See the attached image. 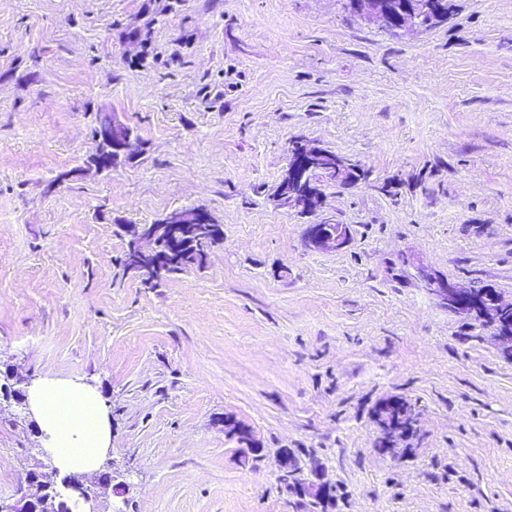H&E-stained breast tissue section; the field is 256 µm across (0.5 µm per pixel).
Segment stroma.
<instances>
[{
	"instance_id": "1",
	"label": "stroma",
	"mask_w": 512,
	"mask_h": 512,
	"mask_svg": "<svg viewBox=\"0 0 512 512\" xmlns=\"http://www.w3.org/2000/svg\"><path fill=\"white\" fill-rule=\"evenodd\" d=\"M104 112L147 152L99 173ZM296 140L368 180L301 213ZM191 208L224 228L206 266L123 276L118 225ZM325 221L347 248L306 247ZM421 265L512 301V0L396 36L343 0H0V370L96 387L126 477L98 512H512V362ZM390 398L416 429L383 453ZM42 443L0 411V499ZM284 448L326 506L279 481ZM224 428L237 442L242 445L248 454H256L260 447L256 444L252 431L244 424L239 423L231 417H225Z\"/></svg>"
}]
</instances>
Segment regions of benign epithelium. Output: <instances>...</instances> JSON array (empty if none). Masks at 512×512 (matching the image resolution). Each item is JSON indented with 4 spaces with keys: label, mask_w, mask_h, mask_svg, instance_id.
<instances>
[{
    "label": "benign epithelium",
    "mask_w": 512,
    "mask_h": 512,
    "mask_svg": "<svg viewBox=\"0 0 512 512\" xmlns=\"http://www.w3.org/2000/svg\"><path fill=\"white\" fill-rule=\"evenodd\" d=\"M358 16L388 28L393 24L399 30H422L420 18L430 11L428 0H354ZM95 149L84 160V166L99 172H109L118 163L138 159L145 151V144L136 140L129 126L113 115L104 114L92 135ZM331 150L322 147L299 145V150L289 153L288 164L282 177L288 184L299 190L297 205L306 213L322 208L324 194L322 183L325 180L345 183L351 180L350 173H360L361 167L347 159L334 166L321 165L322 159L329 156ZM210 218L199 209H187L171 213L156 224H127L124 226L128 253L127 268L139 278H147L176 263L181 251L166 253L158 251L157 236L160 230H166L168 239L184 238L185 226L189 224H209ZM305 240L309 249L314 251L335 250L347 247L351 241V230L347 224H309L305 231ZM420 279L426 289L439 303L459 314L484 315L488 311L496 313L498 336L512 343V321L501 312L500 301L493 290H488L483 299H476L470 291L445 279L434 276L429 270L420 269ZM402 401L391 399L381 403V412L376 415L379 435L376 447L385 451L394 448L404 439L402 425L391 418V408ZM224 428L249 454H256L260 447L256 444L252 431L231 417L224 418ZM49 475L55 483L65 490L64 510L76 512L81 507L86 512H97V499L90 496L84 487L69 483L67 477L60 476V470L53 467ZM280 481L292 483L294 489L303 496L323 500L330 496L332 486L321 480L310 483L300 477V468L296 462L283 454L280 460ZM0 512H45L34 494L20 488L15 501L0 503Z\"/></svg>",
    "instance_id": "7a95c632"
}]
</instances>
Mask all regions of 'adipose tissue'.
Returning <instances> with one entry per match:
<instances>
[{"label":"adipose tissue","instance_id":"adipose-tissue-1","mask_svg":"<svg viewBox=\"0 0 512 512\" xmlns=\"http://www.w3.org/2000/svg\"><path fill=\"white\" fill-rule=\"evenodd\" d=\"M29 401L57 464L68 470L100 469L111 428L95 390L67 379H47Z\"/></svg>","mask_w":512,"mask_h":512}]
</instances>
